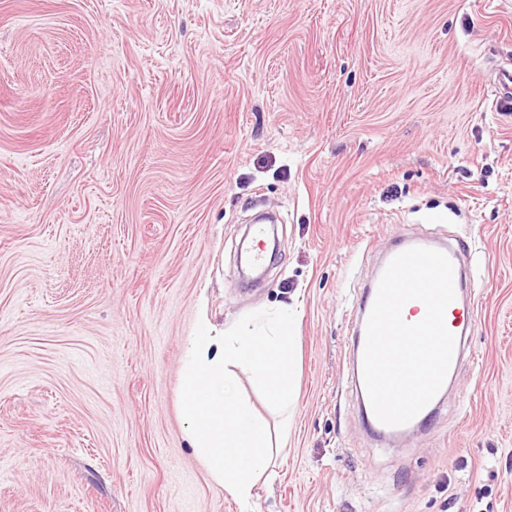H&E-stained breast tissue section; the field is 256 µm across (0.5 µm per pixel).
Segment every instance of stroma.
Returning <instances> with one entry per match:
<instances>
[{
	"label": "stroma",
	"mask_w": 512,
	"mask_h": 512,
	"mask_svg": "<svg viewBox=\"0 0 512 512\" xmlns=\"http://www.w3.org/2000/svg\"><path fill=\"white\" fill-rule=\"evenodd\" d=\"M512 0H0V512H512ZM279 215L261 282L237 245ZM460 240L477 319L386 440L351 306L389 237ZM293 307L249 507L184 438L201 316Z\"/></svg>",
	"instance_id": "stroma-1"
}]
</instances>
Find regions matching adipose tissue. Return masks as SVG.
<instances>
[{"label":"adipose tissue","mask_w":512,"mask_h":512,"mask_svg":"<svg viewBox=\"0 0 512 512\" xmlns=\"http://www.w3.org/2000/svg\"><path fill=\"white\" fill-rule=\"evenodd\" d=\"M297 331L294 314L281 310L226 328L202 320L187 343L181 363L185 437L211 481L234 500L251 499L274 443L249 403L228 388L236 372L245 371L273 407L293 411Z\"/></svg>","instance_id":"adipose-tissue-1"}]
</instances>
